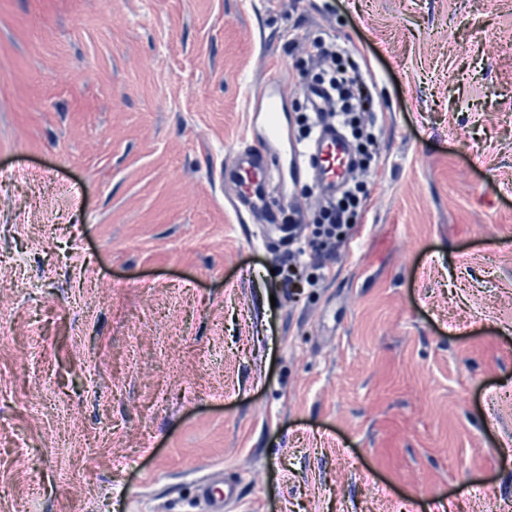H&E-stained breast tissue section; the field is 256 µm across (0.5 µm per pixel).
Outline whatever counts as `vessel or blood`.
Listing matches in <instances>:
<instances>
[{
  "label": "vessel or blood",
  "mask_w": 512,
  "mask_h": 512,
  "mask_svg": "<svg viewBox=\"0 0 512 512\" xmlns=\"http://www.w3.org/2000/svg\"><path fill=\"white\" fill-rule=\"evenodd\" d=\"M284 104V87L274 79L260 85L247 101L249 112L263 127L265 144L260 148L238 149L224 167L225 179L237 182L242 175L251 177L249 187L241 193V205L253 204L258 196L273 195L278 199L279 208L295 209L294 197L281 188V161L285 158L290 161L294 181L309 180L323 195L336 192V183L343 174L346 142L330 123L316 128L312 142L297 141L282 119ZM198 498L206 504L208 512H224L225 504L237 500L238 489L232 482L225 483L218 491L203 483L198 487Z\"/></svg>",
  "instance_id": "b4317fda"
}]
</instances>
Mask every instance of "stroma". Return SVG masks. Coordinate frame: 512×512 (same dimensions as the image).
Listing matches in <instances>:
<instances>
[{
  "label": "stroma",
  "instance_id": "obj_1",
  "mask_svg": "<svg viewBox=\"0 0 512 512\" xmlns=\"http://www.w3.org/2000/svg\"><path fill=\"white\" fill-rule=\"evenodd\" d=\"M318 35L377 124L291 292L219 173ZM0 169V512H512V0H0ZM360 198H356L351 205L352 210L333 208L327 217V224L319 225V235L323 238V246L327 244L336 247V244L344 242L352 236L358 224L361 223L364 213V204L367 197L366 191H360ZM237 498V485L232 482L225 483L224 488H221L218 495H216L213 487L207 482L200 484L198 487V499L207 505L208 512H223L224 504L228 502L233 501L240 504Z\"/></svg>",
  "mask_w": 512,
  "mask_h": 512
}]
</instances>
